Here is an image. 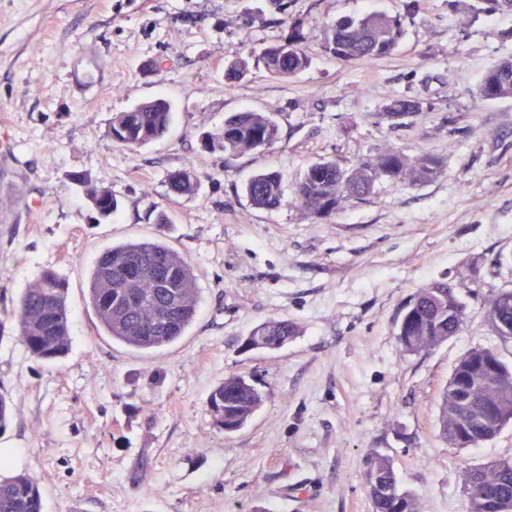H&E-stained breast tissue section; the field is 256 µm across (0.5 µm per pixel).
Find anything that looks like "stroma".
<instances>
[{"label":"stroma","mask_w":512,"mask_h":512,"mask_svg":"<svg viewBox=\"0 0 512 512\" xmlns=\"http://www.w3.org/2000/svg\"><path fill=\"white\" fill-rule=\"evenodd\" d=\"M401 16L396 50L344 63L325 54V25ZM305 21L310 67L269 76L256 60ZM250 63L235 82L224 66ZM512 58V12H453L449 0H0V389L13 422L0 474L36 478L45 512H372L366 474L389 458L422 512H467L465 465L512 458V425L474 448L440 431V402L458 359L493 347L488 296L512 289V97L477 101L484 71ZM89 77L87 95L74 93ZM155 98L172 122L130 152L114 113ZM401 98L424 110L385 112ZM279 125L270 146L230 156L203 132L230 112ZM395 149L442 161L430 180L378 181L327 219L293 189L322 160ZM193 167L178 196L171 172ZM280 176L279 207L254 206L256 174ZM111 189L96 222L74 174ZM169 221L156 223L158 213ZM159 240L193 266L198 314L186 336L142 355L102 336L87 278L112 245ZM68 281L71 350L30 357L13 312L43 268ZM466 306L462 332L411 354L398 344L400 306L436 282ZM287 319L299 333L248 351L250 331ZM265 399L243 429L215 426L211 390L232 374ZM168 184L175 194H192L197 186L196 174L190 166L176 170L169 175Z\"/></svg>","instance_id":"1"}]
</instances>
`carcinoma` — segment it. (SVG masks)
I'll use <instances>...</instances> for the list:
<instances>
[{
  "label": "carcinoma",
  "mask_w": 512,
  "mask_h": 512,
  "mask_svg": "<svg viewBox=\"0 0 512 512\" xmlns=\"http://www.w3.org/2000/svg\"><path fill=\"white\" fill-rule=\"evenodd\" d=\"M472 14L512 11V0H474ZM305 21H289L288 36L266 47L258 62L273 77H291L309 66L303 47ZM404 33L402 18L369 14L343 17L324 30L322 50L350 63L391 54ZM478 97L482 101L512 97V58L490 67L483 75ZM423 111L418 101L399 99L389 115L409 117ZM171 122L163 99L140 103L112 116L110 136L120 147L135 151L163 138ZM276 121L263 112H230L224 126L205 133L206 150L241 155L278 139ZM441 161L432 154L409 157L389 149L350 165L336 160L312 164L294 188L297 206L317 219L331 217L347 204L366 199L375 183L386 178L415 184L435 176ZM170 190L178 195L195 191L191 167L172 172ZM97 213L107 218L118 209L112 190L82 181ZM250 201L275 209L283 196L278 174L261 173L246 185ZM65 279L55 270H42L26 289L13 312L19 339L37 361L64 357L70 345V320ZM89 299L105 335L134 351H159L181 339L196 320L197 280L191 265L176 250L160 241L143 240L115 245L102 252L89 277ZM484 316L494 333L512 341V290L488 297ZM466 306L446 282H434L402 305L397 318V340L405 351L420 353L458 335L466 321ZM297 334L287 320H269L251 330L244 350H275ZM264 395L251 380L238 374L210 393L207 405L217 427L226 433L244 428L263 403ZM512 422V366L489 349L473 348L455 365L448 389L441 397L440 430L449 443L471 448L492 439ZM467 512H512V458L468 465L464 470ZM368 492L373 512H420L417 499L399 488L390 460L372 458ZM37 481L26 473L0 477V512H42Z\"/></svg>",
  "instance_id": "cac0c4a2"
}]
</instances>
